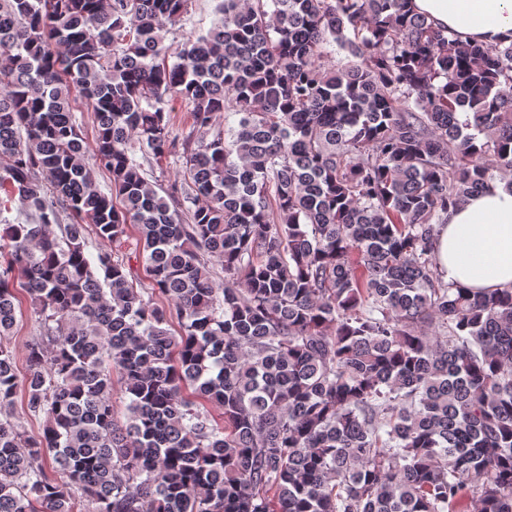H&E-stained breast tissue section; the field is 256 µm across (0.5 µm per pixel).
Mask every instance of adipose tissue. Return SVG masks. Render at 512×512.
Returning a JSON list of instances; mask_svg holds the SVG:
<instances>
[{
    "instance_id": "adipose-tissue-1",
    "label": "adipose tissue",
    "mask_w": 512,
    "mask_h": 512,
    "mask_svg": "<svg viewBox=\"0 0 512 512\" xmlns=\"http://www.w3.org/2000/svg\"><path fill=\"white\" fill-rule=\"evenodd\" d=\"M416 13L483 45L512 41V0H413ZM445 283L473 292L512 288V185L501 178L450 209L434 242Z\"/></svg>"
}]
</instances>
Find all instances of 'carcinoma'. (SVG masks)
<instances>
[{"instance_id":"carcinoma-1","label":"carcinoma","mask_w":512,"mask_h":512,"mask_svg":"<svg viewBox=\"0 0 512 512\" xmlns=\"http://www.w3.org/2000/svg\"><path fill=\"white\" fill-rule=\"evenodd\" d=\"M189 2L0 0V414L44 417H0V512H512V289L444 285L432 256L449 208L512 177V42L411 0H219L167 43ZM180 148L166 187L136 159ZM130 224L149 288L114 258ZM18 287L42 325L22 373ZM217 4L216 0H192L189 6V12L183 21L182 30L176 31L175 34L169 35V40L182 41L183 34L190 31H206L216 18L214 9ZM74 108V116L77 125L80 127L81 134L88 144L89 148L92 149L94 146V139L96 136V119L94 116V112L91 107L87 105V103L77 97L72 102ZM169 107L172 111L170 112L172 136L181 144L188 135H191L193 130L191 112L185 103L180 100L172 101Z\"/></svg>"}]
</instances>
